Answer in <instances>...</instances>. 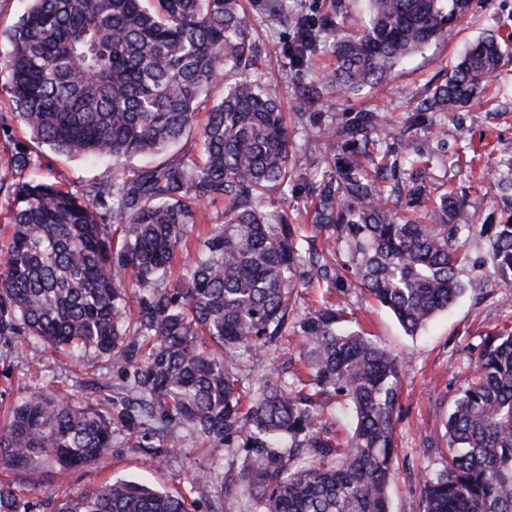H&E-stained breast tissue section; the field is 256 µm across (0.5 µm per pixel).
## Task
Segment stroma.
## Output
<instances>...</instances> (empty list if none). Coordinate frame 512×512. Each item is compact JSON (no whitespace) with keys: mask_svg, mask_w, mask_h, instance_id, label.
Masks as SVG:
<instances>
[{"mask_svg":"<svg viewBox=\"0 0 512 512\" xmlns=\"http://www.w3.org/2000/svg\"><path fill=\"white\" fill-rule=\"evenodd\" d=\"M338 2L343 5L342 29H358L364 19L362 0H288L285 19L269 14L266 0L245 2L257 47L249 73L278 94L282 111L290 115L288 137L293 147L303 149L320 129L352 123L361 113H382L393 133L378 147L386 168L384 187L402 189L401 196L392 198L391 207L416 218L432 201L450 194L468 201L469 223L497 220L500 205L489 175L512 168V61L502 66L484 98L471 106L420 114L414 106L446 79L478 37L512 38V0H472L467 18L447 38L430 42L394 67L386 90L366 87L327 99L309 106L304 119H296L300 89L326 78L334 67L325 41L303 66L291 63L288 51L296 36V21H317L331 14ZM434 124L442 126V139L430 138L428 129ZM33 147L29 133L18 124L0 128V177L9 182L17 179L13 158L27 149L34 153L30 175L72 192L97 181L104 172L126 176L146 163L142 157L94 162L49 150L37 153ZM322 175L319 168L304 170L287 195L271 193L266 211L273 216L287 212L302 235H312L309 214L315 200L310 185ZM504 294L496 277H485L481 288L468 291L448 312L409 336L387 309L359 291L315 284L296 288L293 300L299 310L334 302L349 322L363 326L406 364L396 417L394 474L388 487L390 512H423L421 478L447 449L444 423L464 383L468 360L486 335L512 329V303L504 304ZM125 383L124 375L113 371L111 360L92 350H53L31 344L24 333L12 336L9 345L0 344V419L21 397L35 391L51 390L90 404H106ZM142 435L138 427L121 428L101 461L48 477L37 488L18 482L19 494L32 504V512H49V503L65 494L115 479L143 480L186 496L193 502V512H213L218 501L230 512H245L246 498L224 491V479L239 469L240 456L209 448L189 431L178 430L165 438L168 451L158 458L141 447Z\"/></svg>","mask_w":512,"mask_h":512,"instance_id":"1","label":"stroma"}]
</instances>
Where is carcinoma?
Listing matches in <instances>:
<instances>
[{
  "label": "carcinoma",
  "instance_id": "1",
  "mask_svg": "<svg viewBox=\"0 0 512 512\" xmlns=\"http://www.w3.org/2000/svg\"><path fill=\"white\" fill-rule=\"evenodd\" d=\"M470 0H366L362 29L332 17L298 22L290 50L303 63L319 37H334L336 67L300 106L388 84L392 68L452 31ZM3 60L12 119L33 142L75 156L131 157L189 147L131 176L106 174L79 192L29 179L13 197L0 245V339L23 330L50 347L95 349L133 382L125 416L146 434L190 428L211 448L243 455L231 485L251 512H389L395 422L404 363L364 329H347L330 304L293 313L297 274L328 276L346 247L353 265L332 288H357L415 335L448 310L477 275L461 276L460 235L478 229L481 264L512 289V172L494 177L506 220L463 223L448 195L423 218L389 206L370 136L389 137L384 115L319 133L297 156L277 97L244 71L251 27L241 0H31L9 30ZM512 54L478 39L416 111L455 112L483 98ZM239 75L203 109L225 72ZM329 169L312 186L316 251L288 216L268 222L264 199L301 177L302 161ZM224 199V222L199 243L181 279L172 260L198 211ZM122 228L110 240L109 228ZM301 338L306 377L261 371L271 346ZM150 348L143 350L144 342ZM254 356L253 376L237 352ZM445 422L448 452L423 477V512H512V331L486 335ZM337 399L352 429L341 441L323 426ZM106 410L33 392L0 425V469L36 488L43 475L100 460L112 447ZM308 466L293 468L298 455ZM0 512H30L0 480ZM53 512H191L180 494L116 479L62 496Z\"/></svg>",
  "mask_w": 512,
  "mask_h": 512
}]
</instances>
